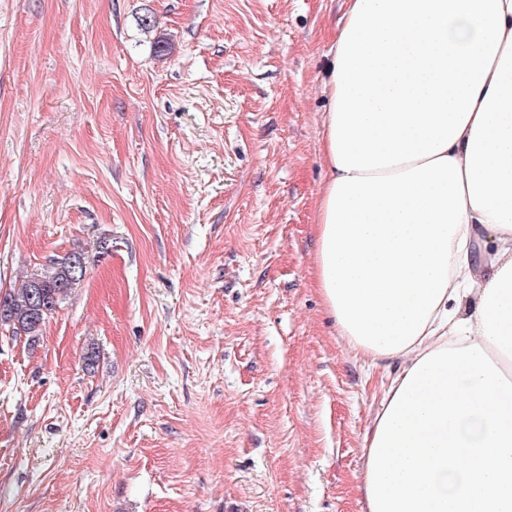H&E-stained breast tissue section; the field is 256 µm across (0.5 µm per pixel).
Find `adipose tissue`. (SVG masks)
Segmentation results:
<instances>
[{
  "label": "adipose tissue",
  "mask_w": 512,
  "mask_h": 512,
  "mask_svg": "<svg viewBox=\"0 0 512 512\" xmlns=\"http://www.w3.org/2000/svg\"><path fill=\"white\" fill-rule=\"evenodd\" d=\"M330 53L316 282L398 365L363 512H512V0H347Z\"/></svg>",
  "instance_id": "obj_1"
}]
</instances>
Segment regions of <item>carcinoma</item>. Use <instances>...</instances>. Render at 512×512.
Returning a JSON list of instances; mask_svg holds the SVG:
<instances>
[{
    "mask_svg": "<svg viewBox=\"0 0 512 512\" xmlns=\"http://www.w3.org/2000/svg\"><path fill=\"white\" fill-rule=\"evenodd\" d=\"M83 257L73 251L51 261L21 281L18 287L0 295V325L12 328V334L34 338L42 331L46 319L54 314L62 300L77 283L72 265Z\"/></svg>",
    "mask_w": 512,
    "mask_h": 512,
    "instance_id": "cac0c4a2",
    "label": "carcinoma"
}]
</instances>
